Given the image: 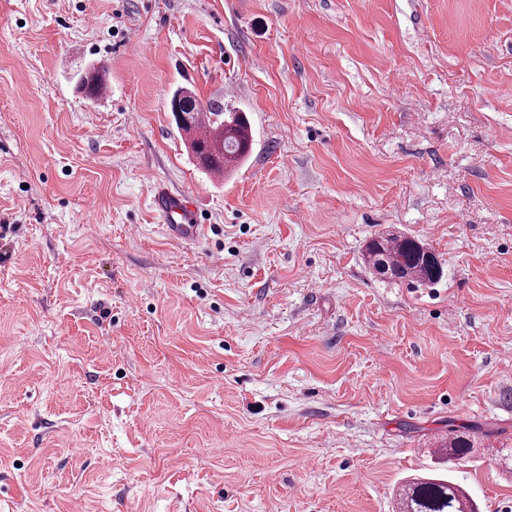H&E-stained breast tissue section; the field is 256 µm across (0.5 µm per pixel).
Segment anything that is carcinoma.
<instances>
[{"instance_id": "obj_1", "label": "carcinoma", "mask_w": 512, "mask_h": 512, "mask_svg": "<svg viewBox=\"0 0 512 512\" xmlns=\"http://www.w3.org/2000/svg\"><path fill=\"white\" fill-rule=\"evenodd\" d=\"M170 108L183 115L179 130L193 135V155L203 168L220 174L240 163L252 149V134L242 112H216L215 119L204 126L199 122L201 110L191 94H172ZM365 260L375 274L391 280L416 281L425 286L438 284L444 269L435 252L420 240L406 235L388 234L372 239L365 250ZM475 431L463 428L441 444L448 459L460 460L470 453ZM400 512H476L477 504L456 482L442 473L414 477L399 491Z\"/></svg>"}]
</instances>
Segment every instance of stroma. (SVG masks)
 Instances as JSON below:
<instances>
[{
  "label": "stroma",
  "instance_id": "1",
  "mask_svg": "<svg viewBox=\"0 0 512 512\" xmlns=\"http://www.w3.org/2000/svg\"><path fill=\"white\" fill-rule=\"evenodd\" d=\"M179 88L246 114L234 172ZM388 231L442 281L375 275ZM3 253L0 512H512V0H0ZM186 92L189 95L181 96L177 101L178 92ZM170 110L177 107L183 115L182 124L178 122L176 112L173 116L179 130L186 134H194L191 140L193 155L200 161L203 168L220 174L224 168L235 167L245 159L252 149V134L246 115L242 112H211L216 120L209 118L208 126H203L199 122V113L201 110L198 100L191 92L186 90H176L169 101ZM215 137L220 143L218 155L221 160L216 163L208 153V145L211 139ZM153 206L172 238L191 240L198 236L201 222L183 196L158 185L154 190ZM463 430H452L451 436H448V442H444L438 448V452L448 455V460H460L470 453L471 448L474 446V434L476 431L472 429L461 427ZM398 495L400 512H479L469 494L442 473L407 480Z\"/></svg>",
  "mask_w": 512,
  "mask_h": 512
}]
</instances>
